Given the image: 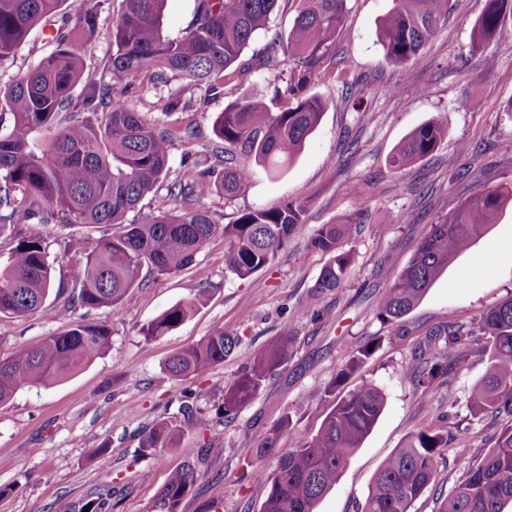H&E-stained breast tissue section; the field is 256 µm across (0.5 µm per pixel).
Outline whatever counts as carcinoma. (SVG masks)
<instances>
[{
    "label": "carcinoma",
    "mask_w": 512,
    "mask_h": 512,
    "mask_svg": "<svg viewBox=\"0 0 512 512\" xmlns=\"http://www.w3.org/2000/svg\"><path fill=\"white\" fill-rule=\"evenodd\" d=\"M65 0H0V60L15 54L41 20ZM112 23V54L101 76L84 77V58L98 28V5L76 15L72 23L52 34L55 50L39 66L0 85V104L11 121L0 127V235L14 242L8 260L0 264V314L26 315L38 311L55 288L44 239L15 230L34 218L41 224L93 226L111 224V236L91 241L70 239L64 255L77 260L70 308L88 310L114 306L140 286L146 269L170 274L192 265L217 229L224 231V267L246 278L267 266L288 243L304 207L289 202L277 209L244 211L233 224H217L212 213L196 201V188L208 173L184 168L172 181L169 154L177 139L193 136L190 128L157 127L131 106L125 94L131 80L150 84L184 78L197 85H214L238 61L252 36L265 28L280 0H196L185 35L168 39L160 31L165 0H122ZM346 0H299L297 16L286 41L276 38L268 61L288 56L297 85L266 104L260 90L228 104L215 121L216 136L270 171L290 164L316 129L324 102L305 89L312 74L332 49ZM448 0H392L381 20L377 38L387 61L403 65L436 35L447 15ZM512 16V0H486L474 27L478 43L502 35ZM86 80V93L73 97ZM90 112L95 120L82 117ZM447 134L441 120L413 130L394 150L390 164L402 168L431 154ZM252 176L249 165L224 160L215 189L232 200L245 193ZM166 185V195L154 207L126 222L148 194ZM512 203V185L491 189L472 177L470 195L417 244L407 265L377 300L378 318L393 323L421 300L458 253L488 226L498 222ZM365 223L348 215L324 224L310 246L330 255L313 293L336 291L345 280L352 254L340 250ZM197 300L178 303L142 327L145 339L164 336L184 323ZM485 336L487 368L472 392L473 413L487 411L511 416L497 438L467 476L442 503L440 512H505L512 504V298L477 320V328L449 329L448 342L414 357L405 375L415 385L430 388L448 382V373L461 366L466 354L455 348L459 337ZM296 336L290 328L252 353L251 364L224 387L216 414L233 419L257 395L267 378L287 360ZM110 347V330L101 323L71 322L60 334L35 347L16 349L0 359V404L24 385L55 382L79 371ZM238 347V337L213 330L201 342L174 353L165 370L186 378L224 362ZM373 350L366 344L349 355L336 372L331 388L342 386ZM191 389L183 394L178 417H166L142 435L139 448L153 452L180 444L188 432L208 427L196 415ZM385 405L381 388L365 384L335 396L334 405L317 433L296 438L292 447H278L290 426L289 416L275 424L257 445V456L275 454L276 469L259 467L258 481L268 486L261 512H316V505L333 488L376 424ZM448 445L438 431L419 429L378 469L362 512H411L414 502L437 477L435 460ZM189 462L172 472L157 494L151 512H179L197 479Z\"/></svg>",
    "instance_id": "carcinoma-1"
}]
</instances>
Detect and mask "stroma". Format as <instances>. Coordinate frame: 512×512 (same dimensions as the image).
<instances>
[{"label":"stroma","instance_id":"1","mask_svg":"<svg viewBox=\"0 0 512 512\" xmlns=\"http://www.w3.org/2000/svg\"><path fill=\"white\" fill-rule=\"evenodd\" d=\"M98 2L99 27L86 59L91 73L102 70L112 51V20L121 11V0ZM391 4L346 0L335 51L344 58L355 87L346 90L334 67L316 72L307 90L324 100L325 111L288 166L272 174L253 165L248 189L232 200L211 185L201 188L200 204L222 225L234 223L247 209L275 208L290 200L304 204L301 224L272 263L244 279L227 272L219 231L195 266L170 275L143 273L142 285L118 305L88 312L79 307L64 320L58 314L62 298L51 297L37 313L0 315V357L62 332L71 320L102 323L111 330L105 355L63 380L19 388L0 406V487L12 489L0 498V512H83L88 501L107 490L112 493L110 512H149L160 488L186 458L179 448L141 451L140 438L154 423L177 413L186 386L196 393L199 415L210 421L208 430L189 436V443L200 447L216 438L224 451L197 462L199 477L182 512H260L268 489L253 470L260 464L273 471L277 459H257L258 441L285 416L291 425L281 448H290L296 436L316 433L332 406L330 384L337 370L352 349L367 342L375 350L345 387L379 386L385 408L316 512H361L380 465L411 431L421 428L444 433L448 445L436 462V482L411 512H438L456 484L495 445L504 417L476 416L469 408L486 368L480 337H465L469 356L450 373V386L424 390L403 371L432 333L471 323L512 297V208L457 256L401 321L382 323L376 303L431 224L467 197L472 176L492 188L512 183V112L505 110L512 101V19L499 41L476 49L472 32L485 0H449L448 18L432 41L405 65L395 66L385 61L376 36ZM297 9L298 0H282L267 29L255 33L244 49L240 61L246 71L225 79L218 91L184 88L176 80L131 88L132 106L148 120L196 132L192 140L173 143L171 174L187 164L200 171L221 169L215 153L218 114L246 90L259 87L270 94L293 84L288 60L268 66L264 59L273 38L287 37ZM54 48L44 28L36 27L14 57L0 61V83L34 68ZM180 87L192 111H165L169 94ZM433 119L448 127L438 148L404 168L391 167L388 159L395 147ZM466 144L479 151L467 157V174H453L448 157ZM359 211L365 224L342 244L353 255L343 286L312 296L329 257L310 248L311 237L321 225ZM29 230L47 241L55 281L73 289L76 267L59 248L68 227L33 224ZM199 293L204 301L186 322L145 340L144 325ZM306 302L318 309V317L298 316ZM287 325L296 336L288 361L234 421L216 419L225 385L249 365L257 347ZM217 328L238 336L237 350L188 381L170 378L168 358Z\"/></svg>","mask_w":512,"mask_h":512}]
</instances>
